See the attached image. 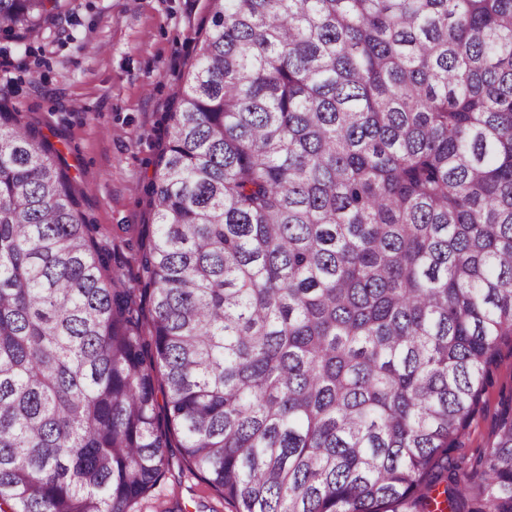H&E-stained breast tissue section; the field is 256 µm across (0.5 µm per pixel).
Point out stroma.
Segmentation results:
<instances>
[{"label": "stroma", "instance_id": "35a3bbf8", "mask_svg": "<svg viewBox=\"0 0 512 512\" xmlns=\"http://www.w3.org/2000/svg\"><path fill=\"white\" fill-rule=\"evenodd\" d=\"M42 35L0 38V102L27 112L60 149L80 191L87 223L107 242L137 238L152 223L145 186L152 175L175 85L195 57L210 0H62ZM512 396V344L499 347L493 379L460 439L469 459L493 441L501 404ZM140 512H230L185 463Z\"/></svg>", "mask_w": 512, "mask_h": 512}]
</instances>
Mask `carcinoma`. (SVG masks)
Segmentation results:
<instances>
[{"instance_id":"carcinoma-1","label":"carcinoma","mask_w":512,"mask_h":512,"mask_svg":"<svg viewBox=\"0 0 512 512\" xmlns=\"http://www.w3.org/2000/svg\"><path fill=\"white\" fill-rule=\"evenodd\" d=\"M60 0H0L22 44ZM135 283L0 104V512H512V0H212ZM492 384L483 396L480 410L469 422L460 439L459 449L453 456L464 461L483 452L493 441V429L501 403L512 392V345L504 342L500 345L496 364L493 366ZM174 467L150 497L139 506L140 512H229L230 506L213 489L209 488L183 462L178 463L179 449ZM204 505L206 507H204Z\"/></svg>"}]
</instances>
